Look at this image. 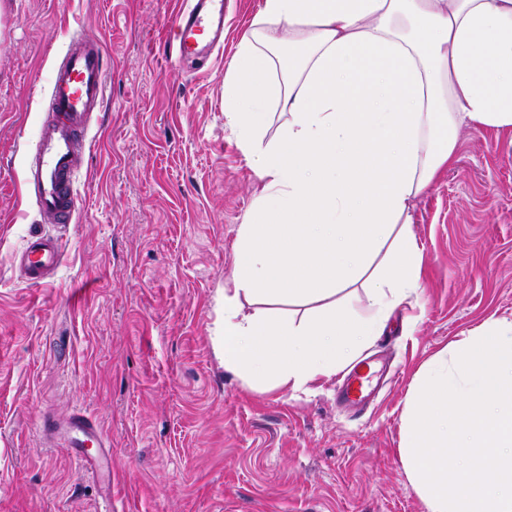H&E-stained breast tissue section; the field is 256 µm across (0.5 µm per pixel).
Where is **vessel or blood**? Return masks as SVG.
Wrapping results in <instances>:
<instances>
[{"label": "vessel or blood", "mask_w": 512, "mask_h": 512, "mask_svg": "<svg viewBox=\"0 0 512 512\" xmlns=\"http://www.w3.org/2000/svg\"><path fill=\"white\" fill-rule=\"evenodd\" d=\"M224 34V0H186L174 19L169 50L172 61L181 62L204 45L220 40ZM112 78L106 52L96 41L75 38L56 64L48 97L51 116L36 138L24 171L23 184L33 193L40 212L56 224L76 219L79 197L75 186L80 167L79 146L90 127V119L105 101ZM62 261L58 238L31 236L14 254L13 263L25 281L44 283ZM369 380L360 368H353L339 393L340 402L361 405ZM74 444L92 445V454H79L80 465L93 468L111 464L112 452L107 437L86 413H74L68 421Z\"/></svg>", "instance_id": "b4317fda"}]
</instances>
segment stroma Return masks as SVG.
Here are the masks:
<instances>
[{"instance_id": "1", "label": "stroma", "mask_w": 512, "mask_h": 512, "mask_svg": "<svg viewBox=\"0 0 512 512\" xmlns=\"http://www.w3.org/2000/svg\"><path fill=\"white\" fill-rule=\"evenodd\" d=\"M261 0H227L223 54L168 63L181 0H0V512H98L102 485L44 415L93 416L112 444V512H425L399 461L417 370L491 317L512 319V133L466 127L413 202L421 290L358 356L393 373L363 413L338 371L309 391L248 386L213 336L257 180L224 123V75ZM112 69L59 227L23 171L73 37ZM63 260L31 286L35 234ZM62 261L58 238L32 235L14 254L13 263L25 281L31 285L44 283Z\"/></svg>"}]
</instances>
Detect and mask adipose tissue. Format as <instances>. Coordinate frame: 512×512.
Wrapping results in <instances>:
<instances>
[{
	"label": "adipose tissue",
	"instance_id": "ef3b65f1",
	"mask_svg": "<svg viewBox=\"0 0 512 512\" xmlns=\"http://www.w3.org/2000/svg\"><path fill=\"white\" fill-rule=\"evenodd\" d=\"M224 121L259 190L215 342L227 372L301 391L420 290L409 209L453 163L458 131H512V0H261L224 76ZM287 304L304 315L284 319Z\"/></svg>",
	"mask_w": 512,
	"mask_h": 512
}]
</instances>
